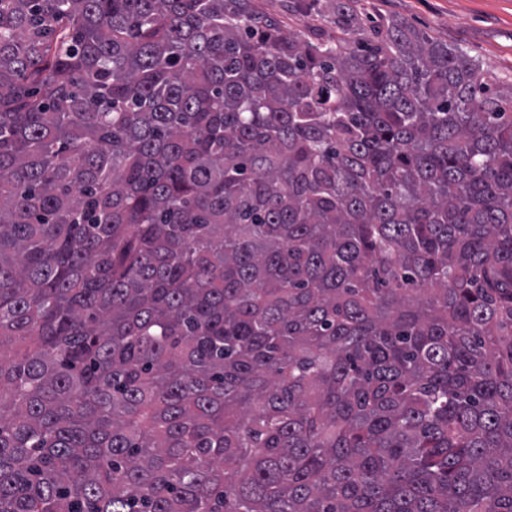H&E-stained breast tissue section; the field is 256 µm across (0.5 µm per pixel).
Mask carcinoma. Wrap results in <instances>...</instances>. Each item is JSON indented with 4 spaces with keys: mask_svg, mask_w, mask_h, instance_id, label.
Segmentation results:
<instances>
[{
    "mask_svg": "<svg viewBox=\"0 0 512 512\" xmlns=\"http://www.w3.org/2000/svg\"><path fill=\"white\" fill-rule=\"evenodd\" d=\"M334 23L0 0V512H512V92Z\"/></svg>",
    "mask_w": 512,
    "mask_h": 512,
    "instance_id": "cac0c4a2",
    "label": "carcinoma"
}]
</instances>
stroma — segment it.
<instances>
[{"label": "stroma", "instance_id": "35a3bbf8", "mask_svg": "<svg viewBox=\"0 0 512 512\" xmlns=\"http://www.w3.org/2000/svg\"><path fill=\"white\" fill-rule=\"evenodd\" d=\"M336 0H321V12H306L298 0H253L254 7L284 30L307 38L336 37ZM362 30L389 20L407 23L428 37L462 47L479 60L500 87L512 85V0H359Z\"/></svg>", "mask_w": 512, "mask_h": 512}]
</instances>
